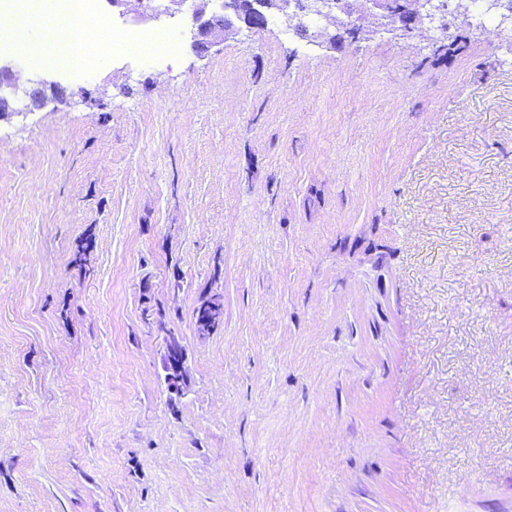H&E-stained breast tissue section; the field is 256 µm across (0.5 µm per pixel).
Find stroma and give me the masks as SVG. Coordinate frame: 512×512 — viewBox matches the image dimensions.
I'll list each match as a JSON object with an SVG mask.
<instances>
[{
  "mask_svg": "<svg viewBox=\"0 0 512 512\" xmlns=\"http://www.w3.org/2000/svg\"><path fill=\"white\" fill-rule=\"evenodd\" d=\"M352 5L333 45L33 71L63 98L0 120V512H512V33ZM166 369L169 388L178 389L183 381V348L174 337L166 339Z\"/></svg>",
  "mask_w": 512,
  "mask_h": 512,
  "instance_id": "1",
  "label": "stroma"
}]
</instances>
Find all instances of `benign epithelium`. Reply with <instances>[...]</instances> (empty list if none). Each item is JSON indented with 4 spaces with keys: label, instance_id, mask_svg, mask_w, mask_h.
Masks as SVG:
<instances>
[{
    "label": "benign epithelium",
    "instance_id": "benign-epithelium-1",
    "mask_svg": "<svg viewBox=\"0 0 512 512\" xmlns=\"http://www.w3.org/2000/svg\"><path fill=\"white\" fill-rule=\"evenodd\" d=\"M130 1L137 4L136 15L142 20L158 18L162 12L169 11V5L180 0H168L162 7L156 0H112L114 5ZM371 5L377 19L378 30L408 35L419 23L447 25L448 2L446 0H363ZM249 16H244L238 0H196L191 19L193 26L192 49L201 52L217 43V38L229 31L241 30L240 24L249 29L264 26L270 13L279 14L285 24L293 27L304 17L317 15L322 17L346 18L350 35L356 34L350 0H249ZM485 8L499 16L500 23L512 26V0H485ZM52 88L57 83L28 81V85L18 83L13 70L0 65V103L7 105L9 100L19 94L26 96L36 108L48 104L45 86ZM210 318L201 333L209 334L216 330L223 318V304L219 298L208 303ZM183 348L173 337L166 339V369L169 388L177 389L183 381Z\"/></svg>",
    "mask_w": 512,
    "mask_h": 512
}]
</instances>
